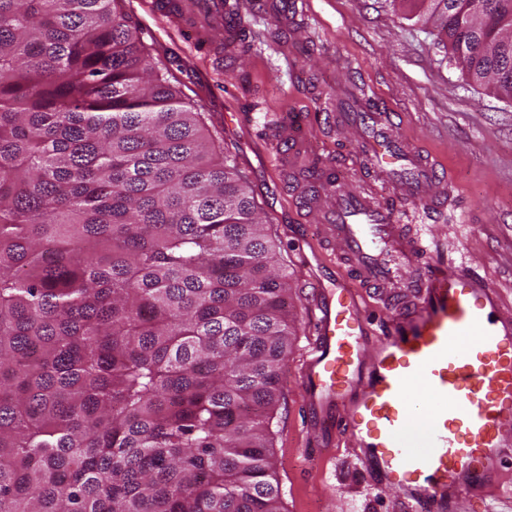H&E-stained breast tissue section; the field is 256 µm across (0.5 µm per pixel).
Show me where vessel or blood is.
<instances>
[{
	"mask_svg": "<svg viewBox=\"0 0 512 512\" xmlns=\"http://www.w3.org/2000/svg\"><path fill=\"white\" fill-rule=\"evenodd\" d=\"M238 0H156L193 44L222 27L241 30ZM340 124L364 122L359 152L399 210L349 187H328L319 210L318 245L302 262L319 295L313 336L296 382L309 415L312 446L359 449L366 471L395 488L410 512H489L502 461L512 452V308L502 288L428 251L423 226L455 200L439 174L405 143L390 112H340ZM265 155L312 150L304 122L278 113L268 122ZM388 316L379 324L366 300Z\"/></svg>",
	"mask_w": 512,
	"mask_h": 512,
	"instance_id": "obj_1",
	"label": "vessel or blood"
}]
</instances>
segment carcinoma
<instances>
[{"label":"carcinoma","instance_id":"1","mask_svg":"<svg viewBox=\"0 0 512 512\" xmlns=\"http://www.w3.org/2000/svg\"><path fill=\"white\" fill-rule=\"evenodd\" d=\"M512 99V0H385ZM121 0H0V512H283L269 225Z\"/></svg>","mask_w":512,"mask_h":512}]
</instances>
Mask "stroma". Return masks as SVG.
Wrapping results in <instances>:
<instances>
[{"label": "stroma", "mask_w": 512, "mask_h": 512, "mask_svg": "<svg viewBox=\"0 0 512 512\" xmlns=\"http://www.w3.org/2000/svg\"><path fill=\"white\" fill-rule=\"evenodd\" d=\"M248 40H211V58L151 15L152 0H125L124 10L170 82L212 127L255 191L287 268L295 342L283 368L284 398L271 424L273 462L284 512H401L390 486L370 479L357 454L326 456L306 442L303 396L295 381L310 330L315 292L297 251L310 244L316 210L306 207L285 171L260 152L267 112H339L348 94L365 92L378 109L401 115L399 133L446 166L455 207L429 220L432 238L457 261L488 276L512 301V100L470 83L431 27L403 19L384 0H242ZM237 113L235 126L224 115ZM320 163L354 179L363 137L357 126L317 123L310 130Z\"/></svg>", "instance_id": "1"}]
</instances>
